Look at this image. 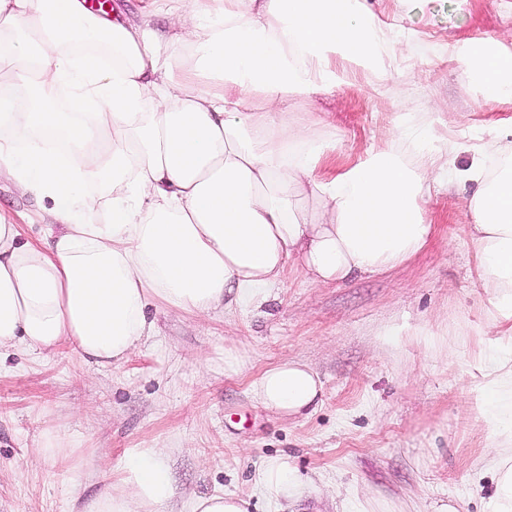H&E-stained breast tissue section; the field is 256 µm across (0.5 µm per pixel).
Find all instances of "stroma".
Masks as SVG:
<instances>
[{"label":"stroma","mask_w":512,"mask_h":512,"mask_svg":"<svg viewBox=\"0 0 512 512\" xmlns=\"http://www.w3.org/2000/svg\"><path fill=\"white\" fill-rule=\"evenodd\" d=\"M377 18L409 39L385 73L297 100L336 128L334 174L363 159L401 117L433 147L486 148L512 129V98L486 100L452 50L512 53V0H369ZM448 104L434 112L435 102ZM466 186L440 180L427 203L435 239L406 265L316 286L297 273L245 308L193 315L151 310L158 334L127 359L88 365L71 348L13 351L0 361V512H70L119 475L135 448H164L175 496L191 512L198 494L250 498V512H339L366 494L414 503L440 498L457 512H489L481 414V351L512 352V330L494 323L475 274L463 212ZM314 369L323 399L308 417L279 418L252 383L273 363ZM70 448L47 453L46 438ZM286 455L311 477L301 498L272 499L260 469Z\"/></svg>","instance_id":"35a3bbf8"}]
</instances>
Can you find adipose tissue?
Segmentation results:
<instances>
[{
  "mask_svg": "<svg viewBox=\"0 0 512 512\" xmlns=\"http://www.w3.org/2000/svg\"><path fill=\"white\" fill-rule=\"evenodd\" d=\"M167 2L162 37L150 10L109 18L82 0H0V176L48 202L51 219L32 237L0 209V350L71 346L105 367L154 335L151 306L250 305L291 267L316 285L387 272L433 240L425 204L440 171L476 184L464 214L479 277L492 318L512 322V142L461 168L398 123L322 179L335 133L286 109L348 80L334 57L366 70L393 47L367 0ZM462 60L486 98L512 96L511 52L469 48ZM483 359L490 509L512 512V355ZM254 391L298 418L316 410L322 382L285 361ZM163 456L136 449L119 483L77 512H163ZM257 483L272 499L304 490L284 457Z\"/></svg>",
  "mask_w": 512,
  "mask_h": 512,
  "instance_id": "1",
  "label": "adipose tissue"
}]
</instances>
